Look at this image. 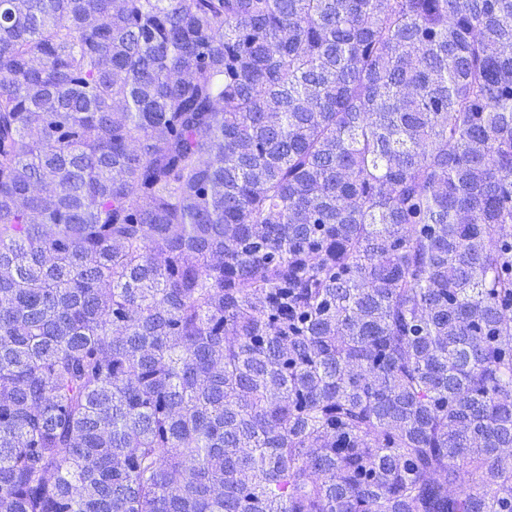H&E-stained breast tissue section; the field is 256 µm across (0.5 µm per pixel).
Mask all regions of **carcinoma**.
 Masks as SVG:
<instances>
[{
  "label": "carcinoma",
  "mask_w": 512,
  "mask_h": 512,
  "mask_svg": "<svg viewBox=\"0 0 512 512\" xmlns=\"http://www.w3.org/2000/svg\"><path fill=\"white\" fill-rule=\"evenodd\" d=\"M0 512H512V0H0Z\"/></svg>",
  "instance_id": "carcinoma-1"
}]
</instances>
